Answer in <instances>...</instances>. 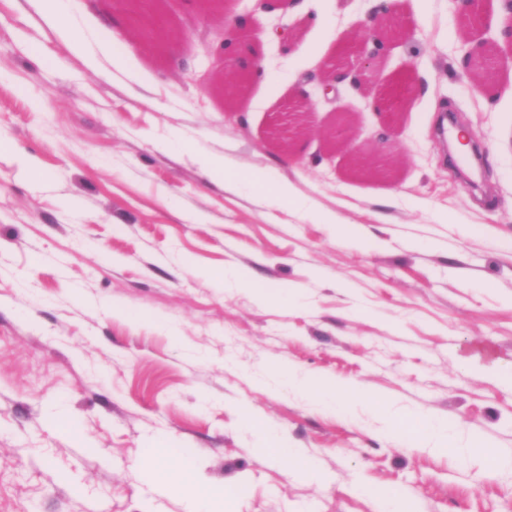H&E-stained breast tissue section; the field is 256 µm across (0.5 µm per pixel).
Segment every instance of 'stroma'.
<instances>
[{"label":"stroma","instance_id":"35a3bbf8","mask_svg":"<svg viewBox=\"0 0 512 512\" xmlns=\"http://www.w3.org/2000/svg\"><path fill=\"white\" fill-rule=\"evenodd\" d=\"M100 57L89 70L37 0H0V512H187L154 487L143 449L174 448L232 512H375L371 486L414 512H512V469L384 437L374 414L342 416L295 395L285 368L367 387L395 408L457 422L512 453V41L488 0L499 62L471 80L454 0H390L403 33L369 43L358 84L323 94L328 67L355 64L371 0H153L161 34L140 45L112 0H64ZM240 20L225 46V17ZM135 75L112 70V32ZM41 48L37 61L32 48ZM258 60L226 107L225 55ZM308 96V134L275 141ZM351 124L328 145L336 108ZM454 112L484 154L481 190L438 131ZM359 152L389 168L352 174ZM292 182L304 210L248 182L207 178L201 159ZM335 213L337 224L324 223ZM361 235L344 237L340 225ZM246 271L294 302L240 287ZM490 369L463 366L477 344ZM253 407L325 474L312 483L259 455ZM64 407L79 433L49 418Z\"/></svg>","mask_w":512,"mask_h":512}]
</instances>
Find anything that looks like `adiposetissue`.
<instances>
[{"label": "adipose tissue", "mask_w": 512, "mask_h": 512, "mask_svg": "<svg viewBox=\"0 0 512 512\" xmlns=\"http://www.w3.org/2000/svg\"><path fill=\"white\" fill-rule=\"evenodd\" d=\"M288 385L296 393L310 399L313 403L337 409L342 412L351 411L357 401L362 398L360 387L352 383L336 381L329 377H315L296 370H288ZM381 430L390 435L400 432L403 440L420 451L444 453L449 443H456L458 454L477 457L482 464L494 469L512 467V457H500L483 452L484 442L478 437L456 440L455 431L447 421L432 418L429 420L410 421L408 413L383 406L379 415ZM246 428L255 431L261 438L260 453L269 459L288 456L294 465L303 469L304 475L314 481L323 480L324 475L314 461L303 459L301 453L288 447L284 438L274 430L260 425L252 414H245ZM170 455L168 448H150L146 457L153 467L155 484L158 489H178L190 501L194 512H226L230 500L222 490L199 483L190 468L179 470L169 469L166 461Z\"/></svg>", "instance_id": "adipose-tissue-1"}]
</instances>
